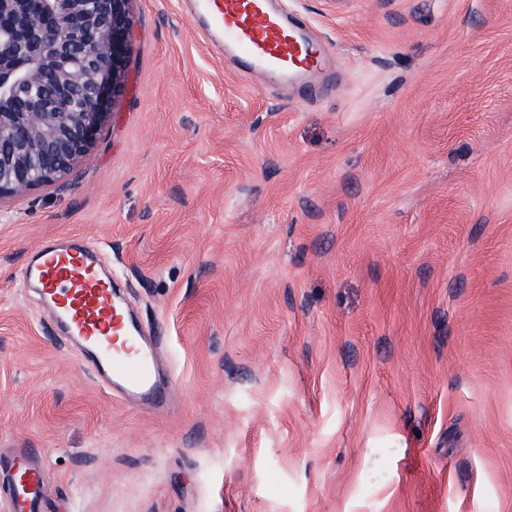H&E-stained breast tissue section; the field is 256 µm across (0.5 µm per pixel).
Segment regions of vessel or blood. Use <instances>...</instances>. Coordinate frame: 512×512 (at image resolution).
Returning <instances> with one entry per match:
<instances>
[{"label":"vessel or blood","instance_id":"1","mask_svg":"<svg viewBox=\"0 0 512 512\" xmlns=\"http://www.w3.org/2000/svg\"><path fill=\"white\" fill-rule=\"evenodd\" d=\"M280 0H186L194 27L213 53L237 71H263L288 81L325 71L326 48L311 41L306 22L279 6ZM23 281L41 291L44 310L71 345L82 350L88 366L127 401L149 397L163 402L155 380L156 348L132 321L110 270L78 236H65L35 250ZM11 492L7 512H38L43 472L26 452L5 467Z\"/></svg>","mask_w":512,"mask_h":512}]
</instances>
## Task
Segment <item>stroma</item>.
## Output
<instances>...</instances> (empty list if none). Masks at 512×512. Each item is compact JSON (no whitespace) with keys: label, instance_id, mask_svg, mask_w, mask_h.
Returning a JSON list of instances; mask_svg holds the SVG:
<instances>
[{"label":"stroma","instance_id":"stroma-1","mask_svg":"<svg viewBox=\"0 0 512 512\" xmlns=\"http://www.w3.org/2000/svg\"><path fill=\"white\" fill-rule=\"evenodd\" d=\"M282 2L317 96L135 0L94 148L0 201V461L45 512H512V0ZM66 233L161 330L165 410L23 283ZM10 480L8 512H38L42 497L43 472L28 454L21 451L3 465ZM0 464V470H3Z\"/></svg>","mask_w":512,"mask_h":512}]
</instances>
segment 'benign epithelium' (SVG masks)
Here are the masks:
<instances>
[{"label":"benign epithelium","mask_w":512,"mask_h":512,"mask_svg":"<svg viewBox=\"0 0 512 512\" xmlns=\"http://www.w3.org/2000/svg\"><path fill=\"white\" fill-rule=\"evenodd\" d=\"M134 0H0V200L94 147L124 89Z\"/></svg>","instance_id":"benign-epithelium-1"}]
</instances>
